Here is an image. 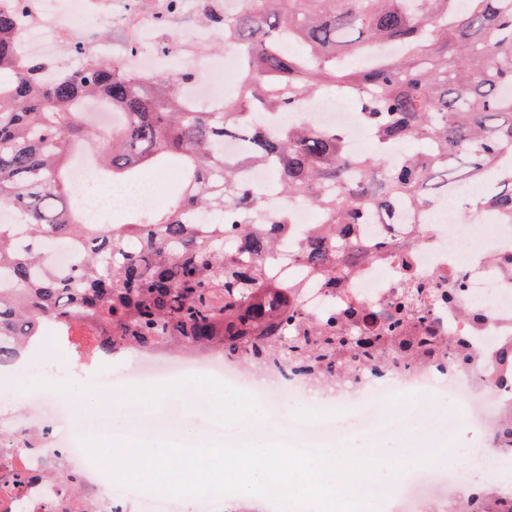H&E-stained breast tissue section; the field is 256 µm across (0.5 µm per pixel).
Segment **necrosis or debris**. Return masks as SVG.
<instances>
[{
	"mask_svg": "<svg viewBox=\"0 0 512 512\" xmlns=\"http://www.w3.org/2000/svg\"><path fill=\"white\" fill-rule=\"evenodd\" d=\"M146 10L135 9L132 0H68L65 7L49 13L44 0H0V8L12 10L22 21L24 37L21 53L55 60L60 38L81 29L83 17L92 16L107 23L128 27L139 49L128 58L127 68L137 74L158 73L171 67L170 56L158 46L168 39L166 22L180 0H150ZM212 31L204 25L185 30L174 47L183 66L189 67L195 83L186 94L192 107L220 102L213 74L224 71L227 80L240 72V56L230 53L224 61L200 55L199 44L209 41ZM308 117L318 126L343 129L352 150L372 146L369 130L347 105L326 99L307 103L305 113H280L276 125ZM73 185L83 191L80 203L88 216L107 223L113 212L155 209L163 200L158 179L143 183L113 185L84 161L69 170ZM469 200L461 192L440 198L437 209L443 221L428 227L426 237L413 235L410 224L387 227L384 224L358 225L355 237L370 246L368 259L356 263L343 282L330 288L313 276L287 246H280L269 262L275 277L295 283L300 312L311 320L325 311L342 310L348 301L359 302L374 315L389 313L393 302L409 281L426 288L459 283L455 303L444 305L427 299V322L445 340L468 337L479 361L476 369L418 367L396 373L377 382L371 391L362 386L332 393L336 405L363 404L365 422L362 434L375 431L398 434L406 423L419 417L418 408L384 416L375 403L408 386L432 388L445 403L458 409L460 427L481 428L485 447H493L492 435L500 420L512 412V389L497 386L504 367L496 357L498 347L512 346V224L498 223L495 215L481 214L477 223L465 224L458 218ZM171 373L207 374L246 384L247 373L228 366L216 353L186 355L167 361L163 353L146 355L133 369L134 377ZM8 405L0 411V512H133L132 497L126 486L111 481L79 445L77 435L67 425V410L50 407L41 397H25L7 388L0 390ZM447 471L431 481L407 475L400 483L397 498L403 512H421L429 499L448 502L462 494L470 473L478 466L469 451L459 448Z\"/></svg>",
	"mask_w": 512,
	"mask_h": 512,
	"instance_id": "necrosis-or-debris-1",
	"label": "necrosis or debris"
}]
</instances>
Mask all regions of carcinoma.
<instances>
[{"label":"carcinoma","mask_w":512,"mask_h":512,"mask_svg":"<svg viewBox=\"0 0 512 512\" xmlns=\"http://www.w3.org/2000/svg\"><path fill=\"white\" fill-rule=\"evenodd\" d=\"M200 21L214 45L240 52L244 74L235 96L212 109L186 108L194 74L173 65L133 76L124 62L88 52L75 38V69L59 68L16 49L18 17L0 10V337L38 336L51 323L62 336L80 325L95 340L93 357L131 348L219 347L224 358L336 391L358 375L381 377L395 365L453 356L474 364L466 340L448 343L416 331L424 289L409 288L381 327L350 305L309 322L291 285L269 272L279 243L258 232L267 205L237 171L275 166L284 202L317 209L296 247L300 261L331 287L360 258L351 224H398L400 212L425 223L434 194L481 184L471 209L512 223V0H238L234 10L205 8ZM399 47L398 54L389 48ZM349 97L370 129L375 149L350 152L344 133L302 121L270 134L269 112H303L317 97ZM95 102L123 117L106 135L88 125ZM248 131L235 162L224 138ZM102 138L95 165L114 182L149 169L183 171L168 206L105 227L78 211L68 178L73 145ZM424 149L393 165L401 144ZM205 212L208 219L190 217ZM77 242L70 273L50 268L40 243ZM496 439L512 453V416ZM448 512H512L486 489Z\"/></svg>","instance_id":"cac0c4a2"}]
</instances>
